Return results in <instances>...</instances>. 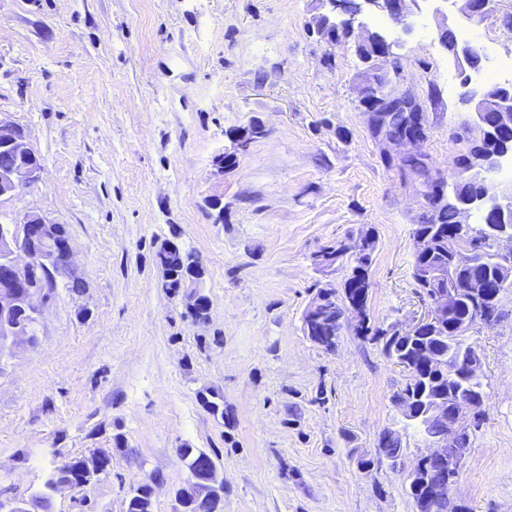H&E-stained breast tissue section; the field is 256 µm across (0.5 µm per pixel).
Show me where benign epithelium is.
I'll return each instance as SVG.
<instances>
[{"mask_svg":"<svg viewBox=\"0 0 512 512\" xmlns=\"http://www.w3.org/2000/svg\"><path fill=\"white\" fill-rule=\"evenodd\" d=\"M332 9L339 10L336 20L350 33L357 34L356 49H365L368 56L362 59L367 65L365 83L359 89L360 98L376 99L390 104L387 113L376 109L368 112L370 123L386 125L392 113H403V124L409 125L410 113L422 111L417 97L408 92L388 93L389 79L378 66V62L393 54L396 43L385 35L371 31L362 22L365 15L378 13L388 16L397 24L404 23L409 12V0H327ZM463 10L471 19L484 17L493 8V0H462ZM447 53L457 62H464L477 71L480 66L472 61L482 60L479 51L463 42L448 48L440 41ZM462 98L474 104V128L478 136L471 139L469 158L458 165L442 183L448 184V199L456 204L459 229L452 242L455 260L459 265L469 263L472 250L465 227L477 212L487 224V241L496 253L507 256L510 251L501 248L503 242H512V181L500 178L504 166L512 163V83L505 82L477 92L474 89L462 93ZM427 132L411 130L401 137L386 141L398 159L422 153ZM0 148L9 150L18 160L11 170L0 173V199L12 196L17 189L34 183L42 169V162L30 147L25 131L14 122L0 117ZM475 182L482 192L477 196L459 195L463 184ZM72 250L69 238L62 235L57 225L46 222L37 214H27L8 231L0 232V352L7 343L36 342V327L41 308L50 299L56 282L29 283L32 273L41 271L69 272ZM421 279L433 284L435 294L430 298L427 317L417 325L404 330H393L390 338L399 339L416 334L424 326H438L448 318L456 290L453 288L454 271L451 269H424ZM473 295H483L493 289L496 300L512 290V274L493 283L474 281L468 285ZM331 297L319 294L305 311L303 324L308 338L324 346L335 341L333 336L321 335L318 324L322 322ZM366 317V306L359 301H349L340 321L354 319L360 323ZM485 402L484 391L459 392L452 403H438L429 410V417L421 425L420 433L427 444L426 457L435 460L439 470L413 468L408 472V484L422 483L428 487V498L424 502L429 512H444L448 504V481L444 477L456 478L461 471L468 442L470 423L476 409ZM195 482L201 496L224 487L216 463L206 457L196 469Z\"/></svg>","mask_w":512,"mask_h":512,"instance_id":"benign-epithelium-1","label":"benign epithelium"}]
</instances>
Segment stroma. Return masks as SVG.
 Wrapping results in <instances>:
<instances>
[{
	"label": "stroma",
	"instance_id": "1",
	"mask_svg": "<svg viewBox=\"0 0 512 512\" xmlns=\"http://www.w3.org/2000/svg\"><path fill=\"white\" fill-rule=\"evenodd\" d=\"M434 0L410 5L383 63L392 91L426 114L432 171H451L473 108L449 84L479 73L438 40ZM325 0H0V116L40 156L38 180L0 200V224L63 225L84 286L55 288L35 345L0 354V501L96 449L112 471L57 495L53 512H125L130 486L161 474L172 512L200 448L224 476V512H413L406 473L426 453L393 401L407 381L379 341L346 324L328 351L303 329L323 247L371 230L367 314L388 329L428 311L412 277L413 229L429 216L418 174L387 166L355 88L354 40L315 31ZM512 55V0L476 23ZM265 137L236 146L251 121ZM234 154L233 167L216 159ZM192 251L208 318L193 323L156 254ZM468 341L487 401L455 487L470 512H512V292ZM398 467L376 461L384 430ZM372 459L361 469L359 458Z\"/></svg>",
	"mask_w": 512,
	"mask_h": 512
}]
</instances>
